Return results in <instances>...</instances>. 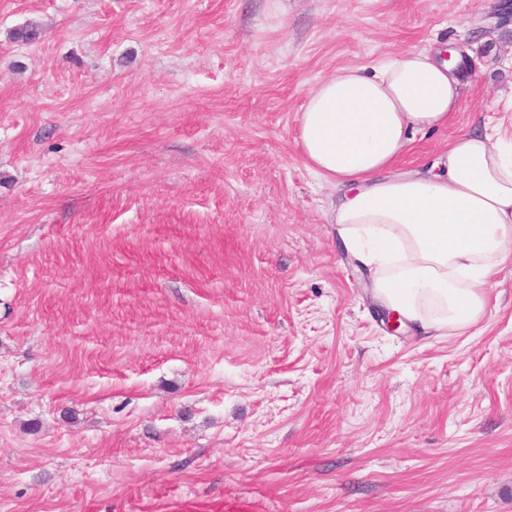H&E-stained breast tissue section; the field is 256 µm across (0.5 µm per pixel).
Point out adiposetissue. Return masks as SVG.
Returning a JSON list of instances; mask_svg holds the SVG:
<instances>
[{"mask_svg":"<svg viewBox=\"0 0 512 512\" xmlns=\"http://www.w3.org/2000/svg\"><path fill=\"white\" fill-rule=\"evenodd\" d=\"M461 90L434 48L396 51L337 69L299 118L309 168L344 188L338 236L374 269L375 303L425 332L480 319L490 279L512 258V145L475 128L426 172L397 168L416 135L447 126Z\"/></svg>","mask_w":512,"mask_h":512,"instance_id":"adipose-tissue-1","label":"adipose tissue"}]
</instances>
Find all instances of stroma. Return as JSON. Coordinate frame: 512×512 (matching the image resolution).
<instances>
[{
	"label": "stroma",
	"mask_w": 512,
	"mask_h": 512,
	"mask_svg": "<svg viewBox=\"0 0 512 512\" xmlns=\"http://www.w3.org/2000/svg\"><path fill=\"white\" fill-rule=\"evenodd\" d=\"M500 2L0 0V512H512V259L475 324L394 327L297 122L458 44L401 169L511 141Z\"/></svg>",
	"instance_id": "35a3bbf8"
}]
</instances>
